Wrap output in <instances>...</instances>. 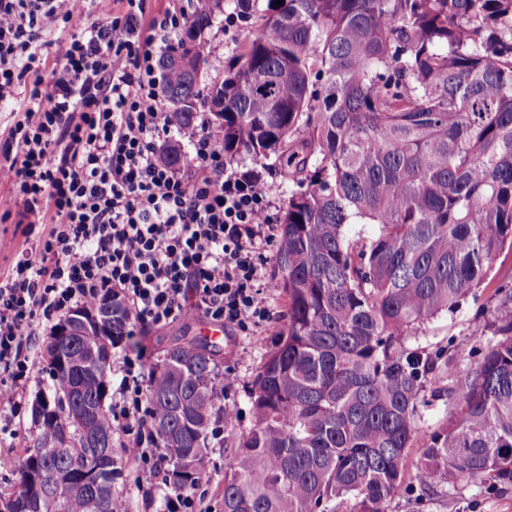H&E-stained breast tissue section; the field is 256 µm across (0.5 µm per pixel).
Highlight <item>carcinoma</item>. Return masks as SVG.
<instances>
[{
	"mask_svg": "<svg viewBox=\"0 0 512 512\" xmlns=\"http://www.w3.org/2000/svg\"><path fill=\"white\" fill-rule=\"evenodd\" d=\"M268 0L224 79L199 78L203 33L217 0L189 18L160 58L173 122L198 102L224 133V158L275 157L288 169L275 288L284 323L249 393L253 422L216 403L220 351L177 338L152 368L153 431L166 482H195L215 421L233 448L224 512H391L406 487L421 505L455 484L512 485V276H490L512 252V0ZM354 224L370 231L351 233ZM480 288L496 304L470 326L489 337L474 366L432 387L445 351L420 338ZM101 297L106 338L128 317ZM66 361L47 358L54 389L35 403L40 434L16 460L6 512H90L84 476L115 435L105 374L82 338ZM453 408L414 470L409 448L422 412ZM69 431L73 443L54 447ZM101 473L112 512L114 449Z\"/></svg>",
	"mask_w": 512,
	"mask_h": 512,
	"instance_id": "carcinoma-1",
	"label": "carcinoma"
}]
</instances>
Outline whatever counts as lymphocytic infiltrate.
<instances>
[{"mask_svg": "<svg viewBox=\"0 0 512 512\" xmlns=\"http://www.w3.org/2000/svg\"><path fill=\"white\" fill-rule=\"evenodd\" d=\"M91 0H0V105L25 93L24 117L0 134V221L17 218L33 245L0 273V433L38 373L37 342L57 320L106 293L130 330L195 312L250 335L271 318L277 237L270 183L229 167L206 116L171 121L158 60L188 17L170 5L112 0L103 19L72 28ZM177 134L186 163L163 157ZM109 416L133 436L136 481L156 488L166 460L151 433L150 367L120 352Z\"/></svg>", "mask_w": 512, "mask_h": 512, "instance_id": "obj_1", "label": "lymphocytic infiltrate"}]
</instances>
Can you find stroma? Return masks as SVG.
<instances>
[{"label":"stroma","mask_w":512,"mask_h":512,"mask_svg":"<svg viewBox=\"0 0 512 512\" xmlns=\"http://www.w3.org/2000/svg\"><path fill=\"white\" fill-rule=\"evenodd\" d=\"M250 18L241 20L237 36L224 32L223 16H215L204 32V38L212 46V53L201 74V89L221 81L224 71L237 56L242 44L252 32L254 19L267 7V0H251ZM268 301L272 311L269 323L262 332L254 336H242L234 330H226L220 346L219 371L227 376L224 395L220 402L232 410L239 430H248L251 426L249 391L256 369L267 352L273 337L278 333L285 310V302L278 292H270ZM489 295L479 300L464 301L456 315L439 317L430 327L427 336L420 342L427 351L444 349L451 363L440 374L439 385H448L454 376L465 374L474 363L476 350L485 348L486 339L471 336L469 325L483 310L490 308ZM211 323L205 318L190 315L182 321L158 329L139 333L136 341L149 361H161L164 351L171 340L177 336L198 337L205 335ZM119 478L114 483V492L127 496L130 512H161V491L147 492L138 489L131 453L125 447L117 449ZM423 512H512V486L505 489H492L483 485L459 484L432 495Z\"/></svg>","instance_id":"35a3bbf8"}]
</instances>
